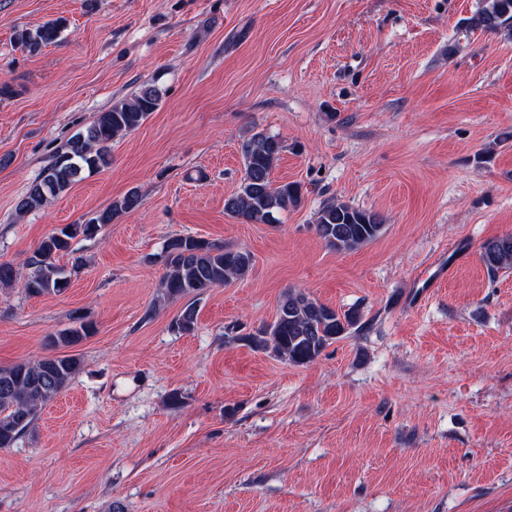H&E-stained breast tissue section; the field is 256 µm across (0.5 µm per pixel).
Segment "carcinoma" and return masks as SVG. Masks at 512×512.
Returning <instances> with one entry per match:
<instances>
[{
	"label": "carcinoma",
	"instance_id": "1",
	"mask_svg": "<svg viewBox=\"0 0 512 512\" xmlns=\"http://www.w3.org/2000/svg\"><path fill=\"white\" fill-rule=\"evenodd\" d=\"M62 22H48L35 32L21 34L20 41L30 51L55 42ZM473 30L512 36V0H486L469 18ZM159 90L150 83L141 85L130 98L100 112L85 129L72 135L57 150L26 194L19 200L20 212L39 210L59 196L82 173H92L111 163L112 142L137 130L160 105ZM284 150L283 142L263 131L252 133L241 143L244 174L235 193L224 199V212L231 218L250 223L275 224L277 214L302 202V187L293 182L277 183L273 169ZM140 204L138 192L130 191L83 224H66L48 234L19 268L0 263V287H21L30 295L56 294L67 284V277L56 263L71 240L91 237L100 226L110 224L120 214ZM313 228L326 247L344 253L376 239L383 224L377 214L345 202L328 201L315 214ZM167 272L161 298L173 301L197 297L210 288L224 286L245 276L253 267V255L246 249H231L220 243L194 236L176 235L163 247ZM480 258L489 276L512 270V235L495 237L480 245ZM361 313H341L300 289L286 290L277 306L273 322L261 325L246 336L229 328L224 338L244 341L255 349L294 366L314 362L332 343L359 326ZM197 324L194 302L185 304L174 329L191 333ZM94 331L81 315L73 325L50 338L55 347L80 344ZM81 368L75 355L52 354L38 360H22L0 367V448H10L35 423L41 409L56 398Z\"/></svg>",
	"mask_w": 512,
	"mask_h": 512
}]
</instances>
